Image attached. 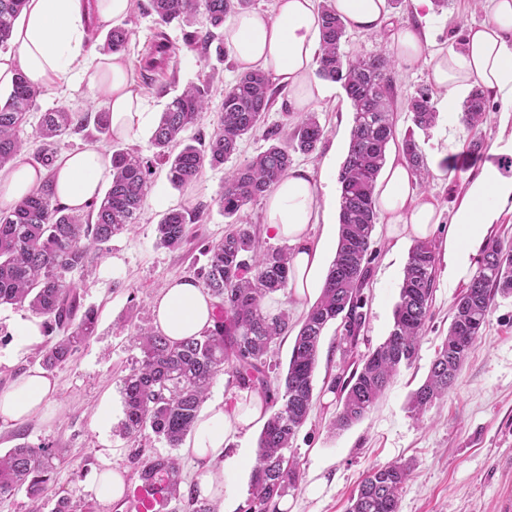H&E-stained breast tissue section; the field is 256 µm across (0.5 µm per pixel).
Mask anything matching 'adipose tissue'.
Listing matches in <instances>:
<instances>
[{"mask_svg":"<svg viewBox=\"0 0 512 512\" xmlns=\"http://www.w3.org/2000/svg\"><path fill=\"white\" fill-rule=\"evenodd\" d=\"M347 28L387 35L400 63L410 67L424 55L433 65L428 80L443 91V104L455 113L459 93L480 88L488 102L512 112V0H490L487 18L463 34L462 50L433 49L422 28L390 21L387 0H332ZM132 10L131 0H26L16 21L12 52L0 53V90L24 74L41 88H64L88 76L110 113L112 136L124 140L150 128L153 116L123 54H91L88 46L95 25L121 24ZM227 47L241 70L264 72L292 90V111H307L327 94L313 79L321 44V16L315 0H275L273 11L243 10L224 25ZM56 198L81 211L112 180L111 156L97 148L59 158L53 166ZM42 169L18 154L0 170V202L13 204L43 183ZM331 190L326 173L308 167L291 169L267 196L265 224L276 239L288 241L291 278L297 298L324 284L327 243L313 239L309 225L318 223L321 201ZM378 206L387 216V235L443 240L448 277L459 283L472 279L473 259L485 246L492 224L512 210V176L494 163H485L469 180L448 224H441L435 202L417 192V179L406 162L391 158L375 188ZM155 323L166 336L182 340L213 323L214 300L196 283L167 284L154 302ZM56 388L43 371L28 372L10 389L0 392V420L18 422L45 410ZM266 419L258 395L245 396L232 406L214 403L204 409L182 449L196 463L197 483L214 504L224 502V470L218 467L235 435L250 431Z\"/></svg>","mask_w":512,"mask_h":512,"instance_id":"ef3b65f1","label":"adipose tissue"}]
</instances>
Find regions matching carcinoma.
<instances>
[{"instance_id": "carcinoma-1", "label": "carcinoma", "mask_w": 512, "mask_h": 512, "mask_svg": "<svg viewBox=\"0 0 512 512\" xmlns=\"http://www.w3.org/2000/svg\"><path fill=\"white\" fill-rule=\"evenodd\" d=\"M25 0H0V47H8L12 30ZM253 0H150V9L162 24H194L202 13L209 30L186 31V47L215 52L218 60L229 55L224 42H215L213 30L224 27L231 15L251 8ZM322 43L317 61L319 78L337 83L353 109L345 160L338 172L340 185L339 237L324 288L310 306L300 328L285 309H270L265 298L288 287L289 252L260 248L254 225L243 221L250 203L266 194L292 169L294 156L311 155L324 137L317 116L308 112L291 131L270 130L271 144L249 162L225 174L218 205L228 218L224 238L205 249L200 269L209 295L216 300L213 325L200 334L174 341L153 327L138 326L133 334L139 356L120 381L124 403L121 434L137 441L149 429L168 447H181L191 433L208 398L214 378L225 373L240 390L257 392L271 409L258 439L251 493L245 512H281L280 502L296 489L299 462L291 452L296 434L306 424L314 398L313 377L325 328L339 323L345 334L337 347L346 354L357 346L367 314L363 287L371 274V237L377 221L375 184L386 162V150L395 137L393 112L398 92L396 60L386 53H346L347 29L332 7L322 0ZM132 31L108 30L103 51L125 50ZM170 52L165 37L155 40L144 70L161 68ZM215 74L186 87L161 113L148 147L112 150V182L99 203L76 212L58 203L53 181L15 205L0 209V305L26 306L45 318L48 345L41 350L47 371L70 360L96 332L97 311L83 306L71 274L89 273L93 258L107 249L112 238L135 223L146 200L153 167L168 166L167 176L176 188L197 180L205 167L224 165L238 150L239 141L260 127L274 101L270 78L259 71L243 72L224 88L216 107L218 120L208 141L193 144L184 133L211 111L209 88ZM41 88L23 76L15 79L6 99H0V169L23 150L19 131L36 105ZM415 129L426 131L438 112L431 92L421 89L402 103ZM488 108L483 93L472 90L462 104L459 120L473 133L467 150L479 154L484 140L478 135ZM88 116L66 110L44 113L37 134L53 139L68 130L81 131ZM401 153L424 183L429 176L426 158L409 130ZM198 215L184 209L167 212L156 227L157 242L178 249L187 242L188 225ZM434 244L416 242L409 253L393 312L392 329L379 346L363 355L353 371L331 380L328 389L338 393L339 409L332 427L345 430L364 419L382 397L398 368L415 358L420 338L430 319L436 278ZM512 293V243L489 241L478 269L457 298L448 335L425 381L410 395L409 408L417 415L448 394L468 354L482 335L497 294ZM297 331L284 377L270 380L277 365L271 361L275 339ZM60 449L48 444L20 443L0 454V496L23 491L38 501L53 478ZM138 485L157 503H175L172 512H216L199 497L197 483L186 489L182 462L173 454L145 459L136 452ZM411 467L389 463L367 471L351 495L346 512H399L400 493Z\"/></svg>"}]
</instances>
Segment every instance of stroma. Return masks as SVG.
Wrapping results in <instances>:
<instances>
[{
	"mask_svg": "<svg viewBox=\"0 0 512 512\" xmlns=\"http://www.w3.org/2000/svg\"><path fill=\"white\" fill-rule=\"evenodd\" d=\"M486 7L474 8L470 0H450L448 7L431 10L429 33L437 49L451 48L467 27L481 22ZM134 35L124 56L141 89L148 111L162 113L172 97L217 70L212 102L220 104L226 85L240 70L234 60L216 58L184 49V28L178 23L159 24L148 8L132 12L125 20ZM164 33L173 53L165 69L145 73L142 61L157 33ZM314 110L326 135L313 155H295L294 163L313 170L343 163L353 124V112L337 84ZM101 108L92 98L88 79H76L65 89H43L20 137L27 154H34L35 128L42 113L65 109L95 115ZM485 150L481 158L465 160L460 171L431 175L424 187L438 205L442 220H449L468 178L485 162L498 160L512 176V157L495 158L492 148L512 135V115L494 111L483 126ZM416 137L428 163L448 156H463L470 134L464 126L449 127L447 117ZM268 142L262 136L243 138L226 166L205 168L194 184L174 188L165 168H157L138 224L113 237L108 252L94 263V272L79 284L84 305L97 309L96 336L51 374L56 391L49 407L19 422H0V450L14 447L18 432L32 444L47 443L62 451L53 482L42 503H32L19 492L0 497V512H52L63 496L82 500L88 512H135L129 504L100 502L93 478L105 464L117 465L125 481H132L134 448L143 454H168L165 442L152 433L130 442L116 430L101 434L100 406L113 404L114 421L123 417L118 380L133 357L138 356L129 334L135 327L155 323L153 302L160 289L178 279H196L204 265V248L220 242L228 220L217 205L227 168L250 161ZM171 209H195L199 221L192 224L188 242L180 249L160 246L156 226ZM412 240L394 243L385 235L384 223H376L371 240L374 254L370 280L364 290L367 321L360 333L357 354L375 348L389 334L399 286ZM461 285L448 282V259L439 255L431 318L410 366L401 368L374 409L347 430H333L337 397L326 388L328 380L345 370L336 348L339 331L329 325L321 341L314 376V404L307 423L296 435L292 451L301 477L297 488L283 501L284 512H346L348 499L372 467L406 462L411 475L404 485L399 512H512V295L496 296L482 335L447 397L437 400L423 415H414L408 401L426 378L439 345L448 333L453 304ZM27 309L0 307V392L11 388L30 370L38 368L36 350H13L19 324L31 321ZM259 432L235 436L225 449L226 458L246 457L241 467H229L224 489V512H243L250 493V459L257 456Z\"/></svg>",
	"mask_w": 512,
	"mask_h": 512,
	"instance_id": "35a3bbf8",
	"label": "stroma"
}]
</instances>
